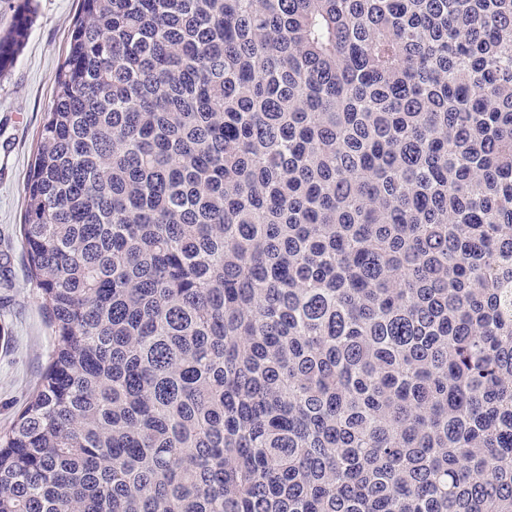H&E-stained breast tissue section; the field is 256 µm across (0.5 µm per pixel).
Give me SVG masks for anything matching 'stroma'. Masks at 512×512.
<instances>
[{
    "label": "stroma",
    "mask_w": 512,
    "mask_h": 512,
    "mask_svg": "<svg viewBox=\"0 0 512 512\" xmlns=\"http://www.w3.org/2000/svg\"><path fill=\"white\" fill-rule=\"evenodd\" d=\"M31 9L25 40L12 66L0 73V430L16 420L52 350L19 228L38 131L80 0H33Z\"/></svg>",
    "instance_id": "stroma-1"
}]
</instances>
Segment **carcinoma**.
<instances>
[{
    "instance_id": "1",
    "label": "carcinoma",
    "mask_w": 512,
    "mask_h": 512,
    "mask_svg": "<svg viewBox=\"0 0 512 512\" xmlns=\"http://www.w3.org/2000/svg\"><path fill=\"white\" fill-rule=\"evenodd\" d=\"M53 83L0 512H512V0H81Z\"/></svg>"
}]
</instances>
